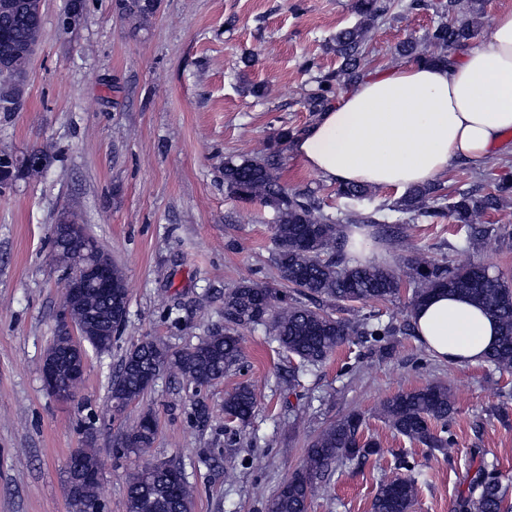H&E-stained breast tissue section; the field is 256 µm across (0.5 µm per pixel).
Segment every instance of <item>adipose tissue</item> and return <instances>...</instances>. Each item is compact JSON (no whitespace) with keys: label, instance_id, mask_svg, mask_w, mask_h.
Masks as SVG:
<instances>
[{"label":"adipose tissue","instance_id":"ef3b65f1","mask_svg":"<svg viewBox=\"0 0 512 512\" xmlns=\"http://www.w3.org/2000/svg\"><path fill=\"white\" fill-rule=\"evenodd\" d=\"M510 133L512 6L451 65L370 73L295 134L291 150L328 183L404 192L436 182L451 165L480 164ZM411 319L421 343L452 364L482 363L498 336L482 307L444 290L417 304Z\"/></svg>","mask_w":512,"mask_h":512}]
</instances>
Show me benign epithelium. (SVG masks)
I'll return each instance as SVG.
<instances>
[{
	"instance_id": "7a95c632",
	"label": "benign epithelium",
	"mask_w": 512,
	"mask_h": 512,
	"mask_svg": "<svg viewBox=\"0 0 512 512\" xmlns=\"http://www.w3.org/2000/svg\"><path fill=\"white\" fill-rule=\"evenodd\" d=\"M11 165L23 164L28 168H41L44 159L39 154L28 153L23 156L0 154V159ZM53 239L63 250L78 247V255L64 260L62 253L53 251L55 266L64 272L62 300L58 319L66 322L69 351L60 352L51 347L42 363L41 376L45 389L61 400L72 398L70 390L63 382H72L79 387L87 368L83 358L73 359L71 354L84 349L86 334L71 318V311L82 305L85 294L91 288L105 298H112V255L97 241L87 236L81 224H57L53 230ZM70 470L75 480L68 486L67 492L75 510L83 508L81 492L84 485L98 479L100 466L86 464L83 450L78 448L71 455Z\"/></svg>"
}]
</instances>
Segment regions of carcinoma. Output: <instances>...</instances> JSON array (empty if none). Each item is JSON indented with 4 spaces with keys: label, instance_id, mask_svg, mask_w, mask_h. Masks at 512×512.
I'll use <instances>...</instances> for the list:
<instances>
[{
    "label": "carcinoma",
    "instance_id": "1",
    "mask_svg": "<svg viewBox=\"0 0 512 512\" xmlns=\"http://www.w3.org/2000/svg\"><path fill=\"white\" fill-rule=\"evenodd\" d=\"M116 13L126 19L148 22L155 11L144 8V0H116ZM453 15L451 22L435 24L426 35L434 48L430 54L417 52L411 40L398 44L396 51L416 63L446 65L477 35L482 12L481 0H472L468 13L459 0H352L357 20L329 39L328 49L338 66L324 71L314 58L305 60L303 69L315 71V88L303 98L308 112H323L348 85L366 74L369 47L367 31L395 10L419 13L430 8ZM42 0H0V96H10L27 72L34 48L41 36ZM293 131L282 128L268 147L240 160H224V191L230 198L257 201L274 213L273 263L281 283L291 291L269 288L246 279L224 293V327L217 328L196 344L174 350L161 340L144 338L125 354L118 375L112 380L111 397L119 407L138 400L149 388V381L168 372L201 389L208 387L236 368L242 357L240 329L263 326L279 347L298 360L302 367L316 366L328 359L352 335L391 336L395 327L375 325L364 320H342L327 313L325 301H391L406 284L412 288L410 306L432 293L446 289L463 294L479 304L497 324L499 333L486 355V362L500 372L512 373V282L504 274H491L483 264L470 262L450 267L422 253L409 259L408 271L400 276L385 265L352 258L346 235L348 225L384 224L382 212L398 214L396 234L417 216L440 217L457 224H471L480 213L498 211L512 200V183L503 180L485 191L480 186L459 188L451 205L434 183L414 187L390 204L371 211L354 213L339 210L327 213L310 190L292 191L281 182L279 170L283 145ZM336 195L351 202L368 198L369 187L339 184ZM114 279L122 284L112 289V304L88 294V307L78 315L110 330V335L95 334L87 344L98 352L112 347V336L125 325L116 318L117 304L125 301V276L114 269ZM255 386L242 384L224 398V413L241 424L250 421L257 407ZM454 401L442 385L400 391L386 399L379 414L398 434L417 441L433 451L451 450L448 416ZM363 417L352 412L324 427L306 449L303 467L283 482L267 504V512H307L308 504L332 468L346 460L380 454L375 440L359 437ZM157 425L146 414L113 444L125 446L134 439L137 453L152 447ZM417 481L410 475L380 485L372 512H410ZM194 487L184 469L171 463L165 469L143 470L142 476L128 481V512H192ZM456 512H512L506 487L496 470L480 468L470 479L468 494L459 498Z\"/></svg>",
    "mask_w": 512,
    "mask_h": 512
}]
</instances>
